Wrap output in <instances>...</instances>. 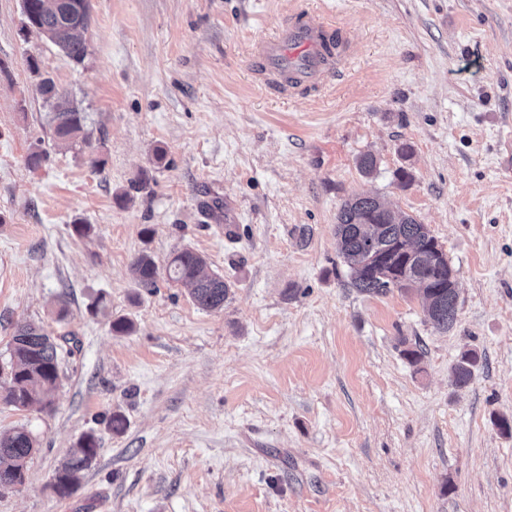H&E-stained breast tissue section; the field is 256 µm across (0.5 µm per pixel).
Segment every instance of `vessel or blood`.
<instances>
[{"label":"vessel or blood","instance_id":"vessel-or-blood-1","mask_svg":"<svg viewBox=\"0 0 512 512\" xmlns=\"http://www.w3.org/2000/svg\"><path fill=\"white\" fill-rule=\"evenodd\" d=\"M333 33V28L316 18L300 14L275 37L263 41L258 58L268 84L289 94L300 82L321 77L333 63L324 50Z\"/></svg>","mask_w":512,"mask_h":512}]
</instances>
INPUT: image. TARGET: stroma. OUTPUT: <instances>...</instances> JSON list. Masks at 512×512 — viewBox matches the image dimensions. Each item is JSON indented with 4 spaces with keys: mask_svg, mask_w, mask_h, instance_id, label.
<instances>
[{
    "mask_svg": "<svg viewBox=\"0 0 512 512\" xmlns=\"http://www.w3.org/2000/svg\"><path fill=\"white\" fill-rule=\"evenodd\" d=\"M301 9L342 32L346 57L285 99L252 52ZM90 11L76 63L0 0V356L24 321L72 347L52 409L0 401V433L39 443L0 512H512L497 425L512 419V0ZM46 77L88 113L87 143L53 139ZM361 193L436 238L451 330L417 294L352 287L336 215ZM183 248L230 283L223 310L132 280L141 252L162 269ZM121 318L131 332H113ZM466 349L480 362L459 389ZM89 432L98 455L59 497L52 476ZM478 355L472 350L463 351L457 363L452 368V381L455 387L462 389L468 386L477 365Z\"/></svg>",
    "mask_w": 512,
    "mask_h": 512,
    "instance_id": "stroma-1",
    "label": "stroma"
}]
</instances>
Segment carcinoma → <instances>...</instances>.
I'll return each instance as SVG.
<instances>
[{
  "mask_svg": "<svg viewBox=\"0 0 512 512\" xmlns=\"http://www.w3.org/2000/svg\"><path fill=\"white\" fill-rule=\"evenodd\" d=\"M26 27L49 37L68 58L80 62L86 47L80 35L73 33L75 20L90 23V9L73 18L68 11L57 7L53 0H22ZM39 90L45 100L52 102L50 125L56 139L75 142L85 137L84 113L60 98L55 83L41 81ZM336 238L340 257L350 271L351 284L359 291L384 295L392 290V279L406 276L417 279L424 287L419 289L423 307L431 324L447 331L456 323L458 289L448 281L453 271L449 262L432 266L422 260L409 263L406 249L431 253L438 242L426 225L412 216L391 213L377 196L360 194L345 201L336 223ZM206 258L192 249L175 252L168 261V279L189 287L190 297L199 308L221 311L231 285L224 277L206 271ZM135 284L148 291L157 287L159 268L147 253L138 255L131 264ZM10 381L3 386V400L16 408L34 403L53 402V393L59 384V365L64 347L45 329L31 322L17 326L9 344ZM478 355L472 350L461 353L452 368L455 387L468 386L477 365ZM37 441L30 431L20 427L0 435V490L12 488L23 479L27 462L36 450ZM100 444L92 433L84 435L53 475V489L60 497L70 496L77 488L82 473L90 467V460L98 455Z\"/></svg>",
  "mask_w": 512,
  "mask_h": 512,
  "instance_id": "carcinoma-1",
  "label": "carcinoma"
}]
</instances>
